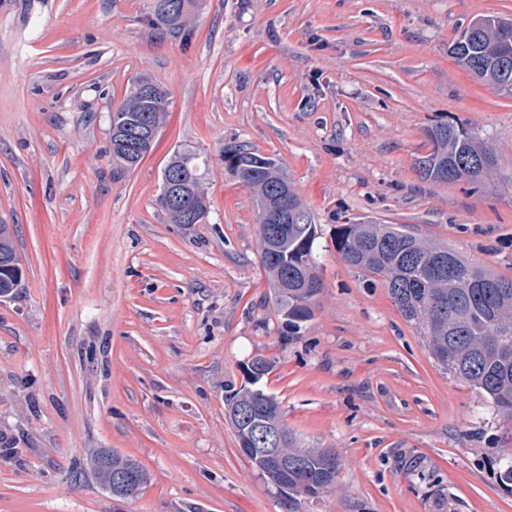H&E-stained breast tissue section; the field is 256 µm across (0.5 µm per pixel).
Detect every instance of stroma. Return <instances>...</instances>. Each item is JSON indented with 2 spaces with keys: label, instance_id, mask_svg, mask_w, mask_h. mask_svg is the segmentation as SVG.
Wrapping results in <instances>:
<instances>
[{
  "label": "stroma",
  "instance_id": "obj_1",
  "mask_svg": "<svg viewBox=\"0 0 512 512\" xmlns=\"http://www.w3.org/2000/svg\"><path fill=\"white\" fill-rule=\"evenodd\" d=\"M153 0H0V224L23 268L0 298V512H512L488 462L512 420L444 371L381 279L344 264L337 225L404 224L512 278V98L448 54L512 0H199L179 30ZM146 74L170 93L133 170L109 114ZM461 123L498 157L484 182L421 179L425 131ZM228 143L287 168L318 227L324 284L285 336L268 301L253 194ZM207 154L206 223L157 206L174 151ZM261 385L335 486L289 500L240 452L228 384ZM96 450L152 482L104 489ZM91 467L99 483L113 496L132 500L139 497L150 482V474L135 459L104 450L91 458ZM126 475V483H117L119 475Z\"/></svg>",
  "mask_w": 512,
  "mask_h": 512
}]
</instances>
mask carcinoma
Segmentation results:
<instances>
[{"mask_svg": "<svg viewBox=\"0 0 512 512\" xmlns=\"http://www.w3.org/2000/svg\"><path fill=\"white\" fill-rule=\"evenodd\" d=\"M167 2L154 0L151 25L182 28L189 10L172 13ZM451 53L477 81L512 95V72L506 76L500 70L504 44L495 23L485 24L475 35L465 28L451 45ZM147 82L153 79L132 80L122 103L109 115L110 128L124 136L122 142L110 137L112 161L122 170L130 171L142 161L131 146L138 123L158 129L169 112L168 91L150 103L141 97L139 87ZM425 137L430 149L414 162L424 180L478 184L498 165L496 154L462 124L439 122L426 130ZM222 159L253 193L260 264L282 333L295 336L313 317L323 290L317 272L314 216L288 172L274 159L234 144L224 146ZM208 163V156L197 151H176L162 174L164 182L175 176L186 184L185 205L195 211L198 224L206 222L210 209ZM157 204L170 223H185L183 212L168 204L165 191H160ZM284 212L296 221L278 233L272 217ZM14 237L15 225L0 224V295L14 294L22 279ZM335 246L346 265L382 278L394 304L423 336L444 370L488 397L499 413L512 419V278L470 263L445 243L421 239L403 224H340ZM225 406V416L237 435L245 434L247 425L241 415L247 412L251 420L282 431L275 456L287 460L288 467L273 459H250L268 483L306 497H316L335 485L339 455L330 448L300 446L283 424L273 395L244 380L229 390ZM495 465L500 484L512 490V450H504ZM91 467L104 488L126 500L139 497L150 482V474L139 462L116 452H98L91 458Z\"/></svg>", "mask_w": 512, "mask_h": 512, "instance_id": "cac0c4a2", "label": "carcinoma"}]
</instances>
